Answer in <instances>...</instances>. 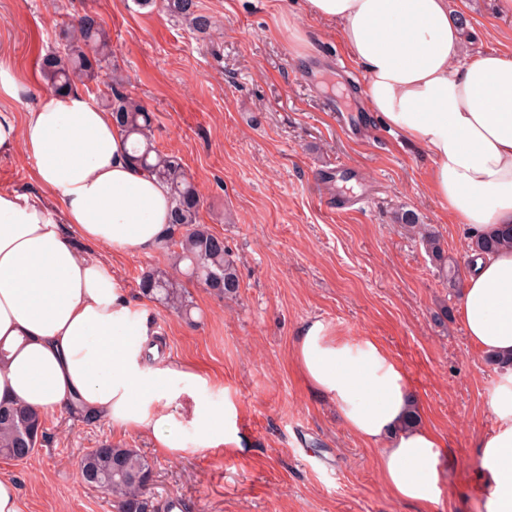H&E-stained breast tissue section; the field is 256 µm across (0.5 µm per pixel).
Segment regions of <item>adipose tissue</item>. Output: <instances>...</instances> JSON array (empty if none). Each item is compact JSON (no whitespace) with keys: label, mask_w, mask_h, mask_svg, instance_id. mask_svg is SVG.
Masks as SVG:
<instances>
[{"label":"adipose tissue","mask_w":512,"mask_h":512,"mask_svg":"<svg viewBox=\"0 0 512 512\" xmlns=\"http://www.w3.org/2000/svg\"><path fill=\"white\" fill-rule=\"evenodd\" d=\"M339 22L363 70L362 95L383 125L424 147L429 187L470 238L512 224V56H468L448 0H305ZM24 146L54 205L0 190V402L42 412L79 400L86 417L150 435L168 455L184 442L172 380L190 372L145 364L149 334L103 260L79 247L148 250L170 220L166 186L134 166L112 115L79 91L45 92L17 124L0 108V153ZM457 317L475 349L501 360L489 395L494 429L478 443L480 512H512V249L469 263ZM309 387L347 430L378 447L398 500L434 512L443 442L406 425L407 374L375 340L341 337L322 321L295 345Z\"/></svg>","instance_id":"adipose-tissue-1"}]
</instances>
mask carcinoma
I'll return each instance as SVG.
<instances>
[{"mask_svg": "<svg viewBox=\"0 0 512 512\" xmlns=\"http://www.w3.org/2000/svg\"><path fill=\"white\" fill-rule=\"evenodd\" d=\"M170 14L188 21L199 32L212 28L211 17L197 11L196 0H163ZM109 57L108 41L96 16L86 14L75 25L69 39L68 52H51L41 58V68L56 91L72 90L76 82L99 76ZM119 82H106L104 106L123 136L131 140L130 159L133 164L154 176L169 191L171 220L161 240L169 250L176 249L178 263L184 269L178 273L189 280L206 285L222 298L237 296L240 288L236 260L224 245V240L211 233L198 221L201 199L175 154L164 153L155 145L153 115L143 104L119 89ZM396 222L420 239L428 256L442 267L446 263L439 235L428 225L420 223L411 210L396 215ZM512 248V228L492 239H476L471 249L496 251ZM143 296L175 310L187 319L192 318L193 301L189 292L165 270L154 269L140 277ZM44 433L40 411L20 403L0 404V457L23 460L34 451ZM79 469L85 482L112 496L114 512H156L150 495L153 465L136 448L105 443L84 453Z\"/></svg>", "mask_w": 512, "mask_h": 512, "instance_id": "obj_1", "label": "carcinoma"}]
</instances>
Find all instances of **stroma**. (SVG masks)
I'll use <instances>...</instances> for the list:
<instances>
[{"instance_id":"obj_1","label":"stroma","mask_w":512,"mask_h":512,"mask_svg":"<svg viewBox=\"0 0 512 512\" xmlns=\"http://www.w3.org/2000/svg\"><path fill=\"white\" fill-rule=\"evenodd\" d=\"M215 23L203 34L163 4L136 0H0V54L31 84L17 120L51 90L40 60L64 48V33L94 14L112 49L122 90L153 114L156 146L178 155L202 201L199 221L236 257L233 299L196 283L186 288L195 324L143 297L144 271L173 269L175 255L107 253L108 271L135 315L147 317L162 359L202 383L171 407L186 442L162 454L149 436L60 409L25 460L0 458V478L19 489L25 512H113L88 488L78 461L111 443L143 451L154 466L158 512L179 499L184 512H421L383 484L376 447L343 426L335 405L310 389L294 343L309 321L335 335L366 336L403 366L427 426L443 439L438 512H475L477 444L494 427L488 393L498 369L475 351L456 317L469 240L427 188L431 161L362 108L363 71L338 23L309 14L303 0H198ZM464 15L470 55L512 54V15L497 0H448ZM23 148L0 156V190L50 195ZM360 197L339 211L335 193ZM412 210L433 227L455 279L443 280L417 238L397 224ZM236 409L238 440L196 444L195 410Z\"/></svg>"}]
</instances>
